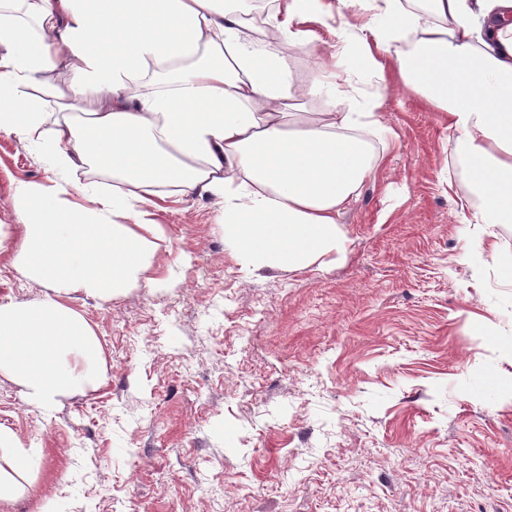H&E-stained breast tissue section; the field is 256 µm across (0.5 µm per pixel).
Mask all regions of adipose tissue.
I'll use <instances>...</instances> for the list:
<instances>
[{"mask_svg":"<svg viewBox=\"0 0 512 512\" xmlns=\"http://www.w3.org/2000/svg\"><path fill=\"white\" fill-rule=\"evenodd\" d=\"M351 9L359 32H338L313 83L294 87L280 44H318L311 24ZM411 34L414 48L395 50ZM344 55L379 83L394 61L401 87L447 114L474 223L512 224V0H276L257 18L235 0H0V132L51 159L48 186L16 192V262L53 292L0 302V375L44 412L102 385L103 349L59 296L107 301L139 282L164 238L146 211L162 190L212 198L248 267L292 272L345 254L338 218L389 130L379 92L345 83ZM312 95L323 111L293 110ZM357 96L360 111L337 110ZM81 169L115 190L87 192L69 178ZM22 454L0 427V503L35 478Z\"/></svg>","mask_w":512,"mask_h":512,"instance_id":"ef3b65f1","label":"adipose tissue"}]
</instances>
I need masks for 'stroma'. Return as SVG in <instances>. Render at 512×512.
<instances>
[{"mask_svg":"<svg viewBox=\"0 0 512 512\" xmlns=\"http://www.w3.org/2000/svg\"><path fill=\"white\" fill-rule=\"evenodd\" d=\"M383 95L394 137L340 216L343 256L251 270L210 198L171 197L136 286L63 295L106 380L44 415L0 375L37 475L0 512H512V224L470 223L444 113ZM47 168L0 133V301L48 293L16 266L13 198Z\"/></svg>","mask_w":512,"mask_h":512,"instance_id":"1","label":"stroma"}]
</instances>
